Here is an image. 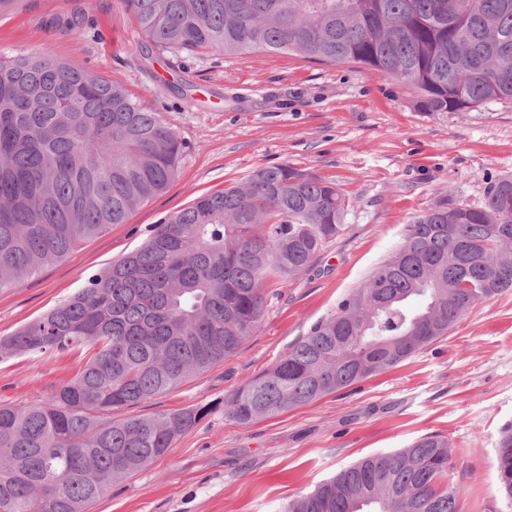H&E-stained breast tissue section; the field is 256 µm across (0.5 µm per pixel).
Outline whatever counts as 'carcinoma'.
Returning <instances> with one entry per match:
<instances>
[{"label": "carcinoma", "instance_id": "cac0c4a2", "mask_svg": "<svg viewBox=\"0 0 512 512\" xmlns=\"http://www.w3.org/2000/svg\"><path fill=\"white\" fill-rule=\"evenodd\" d=\"M146 42L175 52L291 53L396 77L429 114L512 101V0H123ZM185 144L122 86L43 52L0 56V289L123 224L177 178ZM336 183L259 167L158 224L0 352L85 346L45 405L0 404V512H88L165 455L207 406L123 411L237 354L262 286L306 272L344 235ZM512 291V177L479 208L442 199L395 252L272 367L224 397L242 424L392 368L448 334L474 303ZM448 439L366 457L282 512H459ZM512 503V427L497 447Z\"/></svg>", "mask_w": 512, "mask_h": 512}]
</instances>
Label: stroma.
Listing matches in <instances>:
<instances>
[{
	"mask_svg": "<svg viewBox=\"0 0 512 512\" xmlns=\"http://www.w3.org/2000/svg\"><path fill=\"white\" fill-rule=\"evenodd\" d=\"M33 51L122 85L161 113L185 150L178 178L126 223L0 289L1 338L142 246L155 224L257 167L314 171L348 199V232L296 279L265 285L261 326L237 354L125 409L128 417L210 411L90 512H280L360 458L429 434L451 445L448 479L460 512H506L496 448L512 425V292L475 304L398 366L313 403L242 424L225 414L224 396L334 314L415 216L444 197L481 206L491 181L512 175V101L430 115L415 89L358 64L146 47L123 0H24L0 16V54ZM90 356L86 348L0 354V402H47Z\"/></svg>",
	"mask_w": 512,
	"mask_h": 512,
	"instance_id": "stroma-1",
	"label": "stroma"
}]
</instances>
